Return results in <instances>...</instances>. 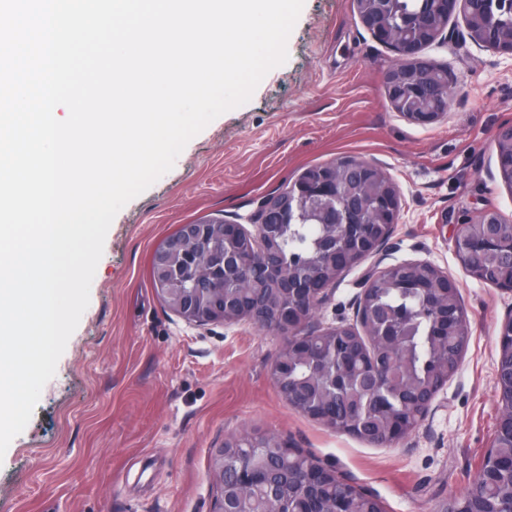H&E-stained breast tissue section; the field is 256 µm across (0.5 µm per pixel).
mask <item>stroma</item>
I'll list each match as a JSON object with an SVG mask.
<instances>
[{"instance_id":"35a3bbf8","label":"stroma","mask_w":512,"mask_h":512,"mask_svg":"<svg viewBox=\"0 0 512 512\" xmlns=\"http://www.w3.org/2000/svg\"><path fill=\"white\" fill-rule=\"evenodd\" d=\"M448 27L455 38L425 51L454 72L448 112L418 125L390 107L384 79L399 57L364 28L353 0H305L287 61L115 216L89 306L0 459V512H209L211 456L247 431L336 465L385 512H441L472 487L500 415L497 334L512 295L468 276L454 237L487 205L512 221L493 143L512 122V58L464 38L462 16ZM345 157L377 163L400 192L386 264L428 260L448 272L470 322L457 373L394 445L336 433L289 406L270 377L280 338L245 323L188 325L150 276L154 251L179 225L247 223L304 169ZM369 268L346 272L312 325L352 322Z\"/></svg>"}]
</instances>
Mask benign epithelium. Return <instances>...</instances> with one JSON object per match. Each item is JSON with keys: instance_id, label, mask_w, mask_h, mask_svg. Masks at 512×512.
<instances>
[{"instance_id": "1", "label": "benign epithelium", "mask_w": 512, "mask_h": 512, "mask_svg": "<svg viewBox=\"0 0 512 512\" xmlns=\"http://www.w3.org/2000/svg\"><path fill=\"white\" fill-rule=\"evenodd\" d=\"M358 5L357 13L364 28L379 43L391 48L401 59L385 77L384 87L391 108L409 121L429 125L445 116L451 99L455 76L453 70L424 56L423 51L453 33L447 32L448 21L455 15L465 20L467 37L476 45L512 57V33L487 26L481 20L485 0H422L426 5L417 18H400L395 22L380 14L368 4L372 0H353ZM509 136V150L497 155V177L501 183L512 188V123L501 125L494 134V143ZM401 202L398 189L378 164L353 159H342L303 171L287 189L264 198L250 218L251 228L236 222L221 221L220 234L226 241L248 239L259 246L264 262L261 279L266 287L255 292L249 285L245 291L252 296L249 305L234 303V289L214 276L212 261L198 244L204 239L203 223L182 224L172 235L165 238L152 256L151 272L154 273L155 291L161 299L168 301L167 307L185 323L203 327L212 324L244 322L260 330L282 337L283 347L297 351L314 334L336 335L338 333L372 335L371 323L366 311V295L374 280L384 273L402 266L427 267L434 273L436 288L426 306L433 310L439 297L453 289L459 290L455 278L440 270L427 260L401 261L383 268L374 266L363 282L361 293L353 303L354 318L351 323H340L322 329L310 326L313 310L323 304L334 293L338 277L364 261L378 256L385 248L398 224ZM500 212L486 207L464 220L466 224H497ZM281 224H323L331 226L336 240L366 239L357 249L336 253V265L331 267L333 276L321 281L320 286H311V280L297 274L274 256L275 238ZM497 242L488 238L468 240L455 238L456 250L460 253L481 249L491 251ZM191 253L198 268V276L188 288H173L168 273L171 262L177 257ZM269 447L276 451V463L270 467L253 471L239 467L225 458L224 449L219 448L211 457V468L217 481V495L210 512H227L224 509V476L232 474L236 486L248 488L257 483L268 484L282 473L280 465L285 463L282 450L299 456L303 451L287 448L280 438H275ZM512 473V461L505 460L482 463L479 474L489 484L499 481L506 472ZM327 479L343 480L336 467L318 464L306 473V486L313 491ZM444 512H498L481 502L451 501Z\"/></svg>"}]
</instances>
